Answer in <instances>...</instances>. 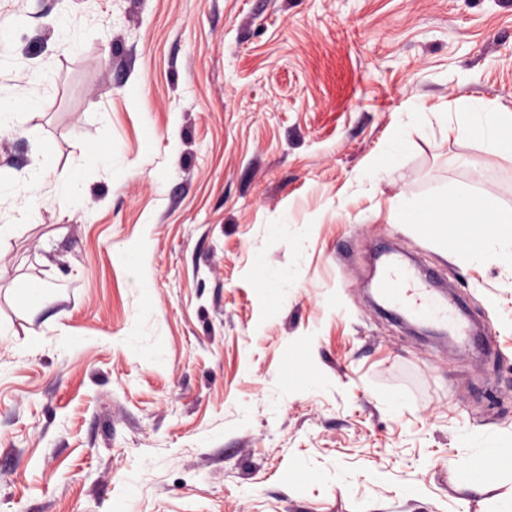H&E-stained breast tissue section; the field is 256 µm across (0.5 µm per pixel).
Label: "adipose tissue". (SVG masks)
I'll return each mask as SVG.
<instances>
[{
    "label": "adipose tissue",
    "instance_id": "1",
    "mask_svg": "<svg viewBox=\"0 0 512 512\" xmlns=\"http://www.w3.org/2000/svg\"><path fill=\"white\" fill-rule=\"evenodd\" d=\"M452 126L472 143L512 163V106L500 101L455 104L449 114ZM55 199L73 207L83 206L85 188L75 173L59 175L54 171L49 145L37 148L32 164L21 174L0 180V205H28L41 199ZM395 224L425 225L430 236L462 250L473 262L498 260L512 263V237L490 246L487 230L512 227V208L504 206L491 194L464 188L451 182H434L421 189L402 192L390 214ZM467 447L479 459L471 478L488 482L502 464L499 440L492 434H465Z\"/></svg>",
    "mask_w": 512,
    "mask_h": 512
}]
</instances>
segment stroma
Masks as SVG:
<instances>
[{
	"instance_id": "stroma-1",
	"label": "stroma",
	"mask_w": 512,
	"mask_h": 512,
	"mask_svg": "<svg viewBox=\"0 0 512 512\" xmlns=\"http://www.w3.org/2000/svg\"><path fill=\"white\" fill-rule=\"evenodd\" d=\"M72 11L74 50L55 20ZM14 61L54 68L0 167L37 146L87 203L0 240V512H504L466 432L512 455V265L470 263L393 200L512 166L407 105L512 95V0H0ZM403 164L359 180L394 136ZM293 223H283L284 215ZM390 245L484 319L491 351L372 302ZM137 261L140 287L128 282ZM288 279L278 292L268 278ZM24 280L46 290L16 299ZM150 310L142 321V310ZM314 376L304 386L300 373ZM404 386L411 405L379 388Z\"/></svg>"
}]
</instances>
